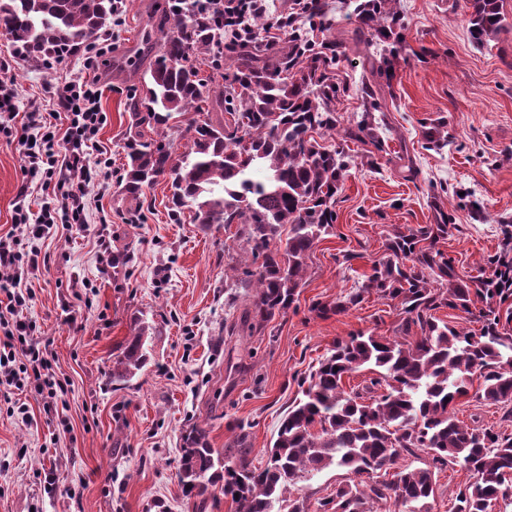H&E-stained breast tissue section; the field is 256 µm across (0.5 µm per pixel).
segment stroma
<instances>
[{
    "instance_id": "obj_1",
    "label": "stroma",
    "mask_w": 512,
    "mask_h": 512,
    "mask_svg": "<svg viewBox=\"0 0 512 512\" xmlns=\"http://www.w3.org/2000/svg\"><path fill=\"white\" fill-rule=\"evenodd\" d=\"M158 2L126 0L121 23L109 28L107 72L86 69L82 52L44 69L0 36V80L13 83L18 112L40 103L56 134L67 126L53 114L56 81L97 80L106 120L90 161L112 162L111 179L86 186L87 229H57L39 244L45 264L28 274L33 300L22 316L35 323V339L69 392L55 418L29 392L0 387V512H200L178 479L188 427L206 426L220 449L246 428L251 458L261 462L301 395L302 376L336 339L358 331L396 338V309L373 294L341 315L311 310L357 290L391 226L434 223L444 207L453 221L439 247L464 277L504 248V223L512 220V27L477 45L465 7L453 0H396L405 41L385 116L386 150L373 155L350 144L354 165L338 196L334 232L315 248L296 302L262 333L237 330L224 304V268L245 257L235 228L204 232L188 214L172 220L166 181L136 201L124 190L133 70L143 47L158 41ZM368 77L362 58L348 51L336 68L340 125L359 119ZM439 121L448 142L427 148L426 132ZM404 149L412 168L398 159ZM25 165L22 144L0 137V236L12 227ZM474 200L482 212L472 210ZM101 233L113 249L134 254L118 274L98 272ZM139 312L159 330L151 362L130 383H113L112 359ZM11 400L28 405V422L8 413ZM454 411L464 423L476 419L512 433L501 407L475 395L458 400Z\"/></svg>"
}]
</instances>
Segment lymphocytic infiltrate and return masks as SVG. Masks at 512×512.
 Instances as JSON below:
<instances>
[{"label": "lymphocytic infiltrate", "instance_id": "1", "mask_svg": "<svg viewBox=\"0 0 512 512\" xmlns=\"http://www.w3.org/2000/svg\"><path fill=\"white\" fill-rule=\"evenodd\" d=\"M219 4L231 27L230 35L237 41H247L251 34L248 23L239 25L242 17L269 18L278 33L288 25L287 12H272L270 0H219ZM54 96L68 120L58 141L44 134L43 115L38 108L27 112L23 125H15V91L10 85L0 84V134L9 137L21 133L28 175L39 180L42 188H54L62 195L61 207L46 204L35 215L24 205H16L13 223L19 235L0 240V386L33 393L51 416L58 415L66 389L55 378L47 349L33 338V322L19 316L32 299L31 293L22 289L21 280L25 268L37 267L39 250L35 243L54 224L85 226V182L91 172L88 148L104 122L95 85L71 79L58 83Z\"/></svg>", "mask_w": 512, "mask_h": 512}]
</instances>
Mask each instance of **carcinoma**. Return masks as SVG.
Segmentation results:
<instances>
[{
	"mask_svg": "<svg viewBox=\"0 0 512 512\" xmlns=\"http://www.w3.org/2000/svg\"><path fill=\"white\" fill-rule=\"evenodd\" d=\"M392 0H347L357 22L354 48L375 44L389 55L371 62L379 82L366 84L369 108L336 137V81L332 70L345 56V39L316 42L313 33L333 27L328 0H305L303 13L288 19L285 44L269 35L270 24L249 19L254 36L224 58L213 86L200 76L199 54L224 47L218 11L204 15L193 0L159 9L154 25L160 47H147L140 62V97L124 150L125 189L134 197L163 177L169 180L171 212L193 214L203 231L238 225L247 258L224 268L225 304L249 288L246 326L263 328L295 302L317 244L333 233L336 200L349 166L347 143L385 151L379 128V97L391 92L390 58L404 23ZM471 38H494L505 20L503 0H466ZM114 13V0H0V34L34 61L69 57L96 41ZM187 118L176 153L170 121ZM158 132L146 140L142 129ZM448 234V214L436 223L392 229L384 253L357 292L317 302L320 316L342 314L363 294L391 301L399 312L401 339L357 332L336 340L302 380L303 398L288 408L267 460L255 466L249 433L238 426L233 446L212 447L207 431L192 426L183 436L178 475L183 493L216 506L231 499L235 512H305L301 482L332 465L352 476L319 500L320 512H376L393 500L408 512H427L436 496L438 471L461 465L471 473L454 512H487L512 496V434L462 424L453 412L482 380L478 398L506 409L512 419V336L500 331V311L491 301L500 275L464 278L438 247ZM478 317L475 336L434 316L442 307ZM134 333L112 361V381L128 383L149 362L154 326L134 317ZM367 370L359 390L344 378Z\"/></svg>",
	"mask_w": 512,
	"mask_h": 512,
	"instance_id": "1",
	"label": "carcinoma"
}]
</instances>
